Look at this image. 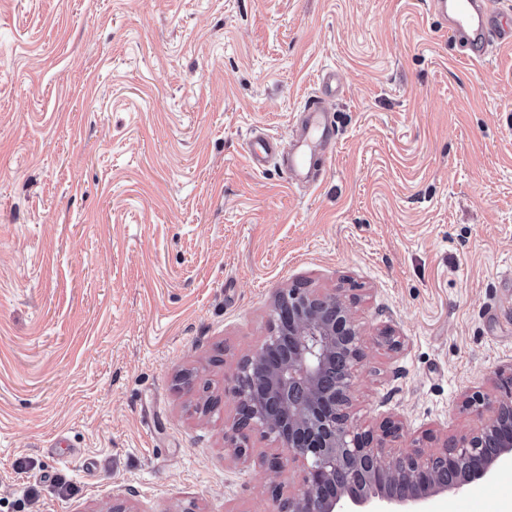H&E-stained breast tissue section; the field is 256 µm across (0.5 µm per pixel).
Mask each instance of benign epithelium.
I'll return each mask as SVG.
<instances>
[{
    "label": "benign epithelium",
    "mask_w": 512,
    "mask_h": 512,
    "mask_svg": "<svg viewBox=\"0 0 512 512\" xmlns=\"http://www.w3.org/2000/svg\"><path fill=\"white\" fill-rule=\"evenodd\" d=\"M364 357L344 289L278 291L269 335L240 358L225 389L239 412L224 429V443L242 462L251 461L249 440L258 433L281 449L261 458L266 471L277 478L287 466L299 469L294 491L276 488L275 512H413L512 461V373L500 376L493 398L466 400L481 417L477 430L439 448H389L399 425L386 421L377 433L350 417Z\"/></svg>",
    "instance_id": "benign-epithelium-1"
}]
</instances>
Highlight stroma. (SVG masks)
Returning <instances> with one entry per match:
<instances>
[{
	"label": "stroma",
	"mask_w": 512,
	"mask_h": 512,
	"mask_svg": "<svg viewBox=\"0 0 512 512\" xmlns=\"http://www.w3.org/2000/svg\"><path fill=\"white\" fill-rule=\"evenodd\" d=\"M328 71L324 179L254 171ZM509 269L512 51L425 0H0V512H273L224 389L302 284L359 295L353 423L440 447L512 371ZM476 485L423 508L512 512Z\"/></svg>",
	"instance_id": "stroma-1"
}]
</instances>
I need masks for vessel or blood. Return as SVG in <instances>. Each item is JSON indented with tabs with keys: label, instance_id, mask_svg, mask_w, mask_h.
Masks as SVG:
<instances>
[{
	"label": "vessel or blood",
	"instance_id": "vessel-or-blood-1",
	"mask_svg": "<svg viewBox=\"0 0 512 512\" xmlns=\"http://www.w3.org/2000/svg\"><path fill=\"white\" fill-rule=\"evenodd\" d=\"M428 9L464 46L469 60L484 59L493 46L512 48V21L505 19L502 12L489 9L486 0H428ZM336 93L334 74H325L319 92L310 96L300 110L288 151L280 152L276 139L253 137L248 146L250 164L261 171L278 158L296 183H317L320 175L311 167L310 158L336 145V131L326 104Z\"/></svg>",
	"mask_w": 512,
	"mask_h": 512
}]
</instances>
